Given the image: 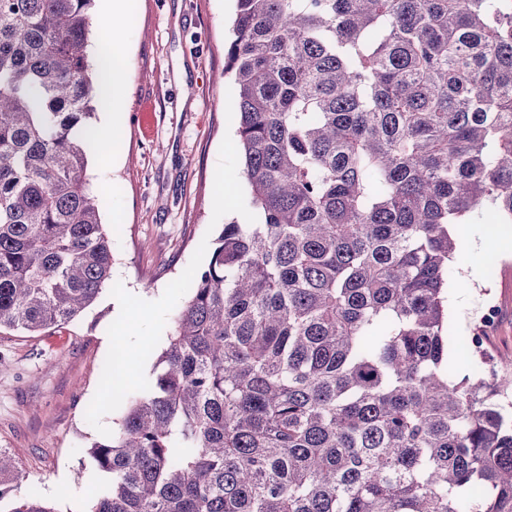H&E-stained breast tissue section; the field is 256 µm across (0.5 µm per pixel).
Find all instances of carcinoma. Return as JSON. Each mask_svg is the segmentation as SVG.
Listing matches in <instances>:
<instances>
[{"mask_svg": "<svg viewBox=\"0 0 512 512\" xmlns=\"http://www.w3.org/2000/svg\"><path fill=\"white\" fill-rule=\"evenodd\" d=\"M93 0H0V329L112 277L85 178ZM253 223L189 275L90 512H512V377L456 382L450 231L512 224V0H236ZM0 512H56L14 493Z\"/></svg>", "mask_w": 512, "mask_h": 512, "instance_id": "carcinoma-1", "label": "carcinoma"}]
</instances>
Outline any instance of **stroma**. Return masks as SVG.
<instances>
[{"label":"stroma","mask_w":512,"mask_h":512,"mask_svg":"<svg viewBox=\"0 0 512 512\" xmlns=\"http://www.w3.org/2000/svg\"><path fill=\"white\" fill-rule=\"evenodd\" d=\"M101 4L90 9L95 29L110 21ZM234 12L235 0H130L110 21L132 51L123 109H97L92 123L112 124L119 147L105 166L90 154L86 169L90 185H107L98 199L110 296L57 328L0 330V448L23 473L19 493L37 487L56 512H89L100 475L84 449L124 413L104 392L102 361L122 356L133 387L148 384L149 352L169 332L186 275L208 262L223 225L255 219L223 74ZM460 242L446 294L448 363L455 379L474 376L467 339L492 306L487 348L512 374V224H469Z\"/></svg>","instance_id":"stroma-1"}]
</instances>
